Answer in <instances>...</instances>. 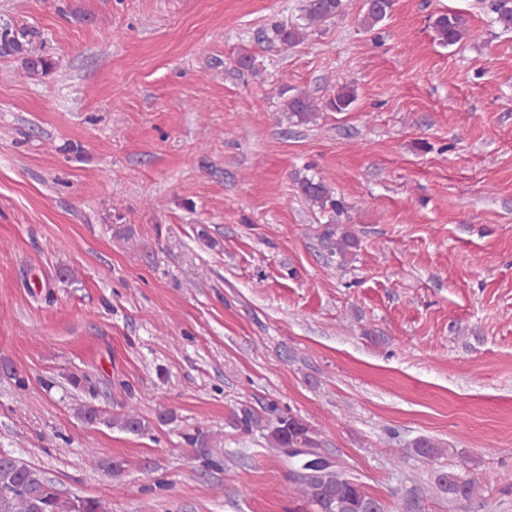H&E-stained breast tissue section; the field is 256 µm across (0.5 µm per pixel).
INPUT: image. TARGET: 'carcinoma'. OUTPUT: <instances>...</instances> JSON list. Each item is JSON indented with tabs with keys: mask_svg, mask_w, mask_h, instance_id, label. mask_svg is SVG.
<instances>
[{
	"mask_svg": "<svg viewBox=\"0 0 512 512\" xmlns=\"http://www.w3.org/2000/svg\"><path fill=\"white\" fill-rule=\"evenodd\" d=\"M392 6L393 0H374V3L364 6L362 24L369 29L375 27L386 18ZM345 7V0H305L304 23L274 26L273 41L286 47L294 46L303 41L305 29L322 25L341 13ZM492 11L496 14V22L503 29H512V0H492ZM433 26L440 44L444 46L456 44L463 35L462 18L450 11L439 15ZM34 35L35 32L24 25L15 29H0V51L23 56L25 69L35 76L50 71L53 62L28 49ZM355 100L354 90L343 87L327 106L336 112H345ZM284 108L289 112V117L306 122L318 111L319 104L310 94L300 92L289 97L284 102ZM301 190L303 196L314 205L323 208L329 203L337 210L341 208V202L332 199L328 188L321 181L306 179L301 184ZM357 247L355 234L347 229L340 231L331 245V253L336 255L337 265H345ZM267 412L275 416L276 420L265 422L256 411L244 406L235 414V427L244 434L263 431L269 447L277 451L288 447H319L314 430L302 418L291 413L281 415L274 404L268 406ZM119 426L133 434L148 431V424L132 406L125 408L119 418ZM413 452L420 457L435 460L444 454L445 449L423 438L414 443ZM482 491L481 482L474 477L437 469L433 473L431 485L420 490V495L444 494L448 496V502L455 503L476 498ZM293 494L312 506L314 512H392L381 498L370 494L357 478L348 474L340 465L322 467L311 477L297 480ZM0 512H106V507L96 498L63 495L56 483L40 469L12 456L0 457Z\"/></svg>",
	"mask_w": 512,
	"mask_h": 512,
	"instance_id": "cac0c4a2",
	"label": "carcinoma"
}]
</instances>
